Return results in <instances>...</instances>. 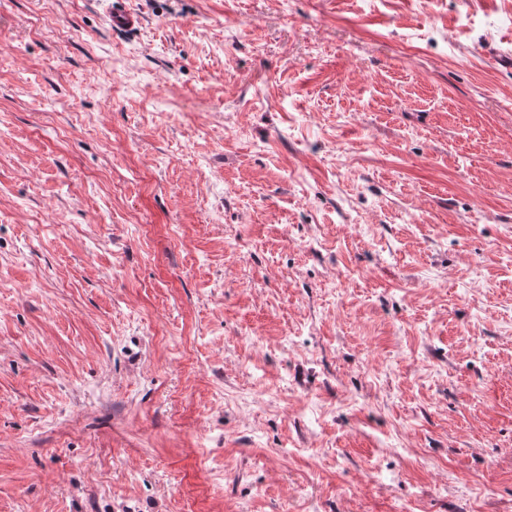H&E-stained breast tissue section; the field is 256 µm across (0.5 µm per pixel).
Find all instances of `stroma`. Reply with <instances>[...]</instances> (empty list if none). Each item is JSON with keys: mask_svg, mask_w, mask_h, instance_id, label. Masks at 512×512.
<instances>
[{"mask_svg": "<svg viewBox=\"0 0 512 512\" xmlns=\"http://www.w3.org/2000/svg\"><path fill=\"white\" fill-rule=\"evenodd\" d=\"M125 2L0 0V512H512V0Z\"/></svg>", "mask_w": 512, "mask_h": 512, "instance_id": "obj_1", "label": "stroma"}]
</instances>
